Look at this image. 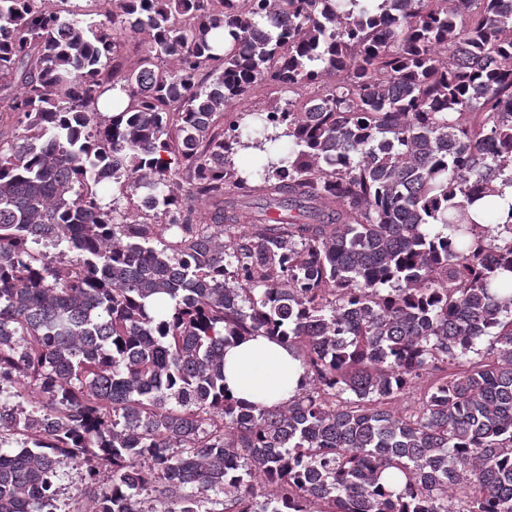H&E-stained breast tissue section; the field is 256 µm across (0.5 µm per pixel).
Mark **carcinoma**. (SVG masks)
<instances>
[{
  "label": "carcinoma",
  "instance_id": "cac0c4a2",
  "mask_svg": "<svg viewBox=\"0 0 512 512\" xmlns=\"http://www.w3.org/2000/svg\"><path fill=\"white\" fill-rule=\"evenodd\" d=\"M114 5L0 0V512L70 464L89 512H512V0ZM254 336L282 404L226 393ZM113 0H45L46 10L67 16L68 11L78 13L87 23L106 22L112 15ZM317 91V85L296 87L288 92V89H284L277 85L262 82L255 84L247 92L245 97L241 101H239L237 107L260 111L264 108L267 101L274 97L290 99L294 102H297V104H301L308 97L315 95ZM304 375L302 362L286 346L255 336L224 353L225 383L242 402L278 403L296 393ZM428 385V379L426 377H423L421 380H418L416 384L412 388H410L409 391H407V394L399 398L394 406V409L396 412H398L401 415H404L406 413H410L411 410L417 408L419 406L420 398L422 396V393L424 389Z\"/></svg>",
  "mask_w": 512,
  "mask_h": 512
}]
</instances>
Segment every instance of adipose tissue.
<instances>
[{"label": "adipose tissue", "instance_id": "obj_1", "mask_svg": "<svg viewBox=\"0 0 512 512\" xmlns=\"http://www.w3.org/2000/svg\"><path fill=\"white\" fill-rule=\"evenodd\" d=\"M301 361L286 346L256 336L224 353L225 383L242 402L278 403L296 393L303 378Z\"/></svg>", "mask_w": 512, "mask_h": 512}]
</instances>
